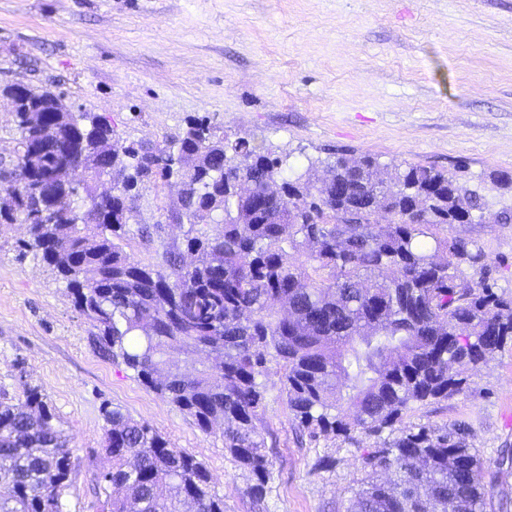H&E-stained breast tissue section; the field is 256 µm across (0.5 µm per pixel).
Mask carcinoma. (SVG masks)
I'll return each instance as SVG.
<instances>
[{
  "instance_id": "1",
  "label": "carcinoma",
  "mask_w": 512,
  "mask_h": 512,
  "mask_svg": "<svg viewBox=\"0 0 512 512\" xmlns=\"http://www.w3.org/2000/svg\"><path fill=\"white\" fill-rule=\"evenodd\" d=\"M30 92L42 111L17 113L13 158L0 159V180L17 194L4 218L31 225L24 248L63 280L103 350L201 429L224 422V448L256 477L253 494L268 476L257 421L259 377L270 368L297 428L356 444L394 430L413 404L463 392L457 368L512 346V295L494 291L474 242L448 237L483 209L458 178L342 155L311 186L285 174L288 157L231 141L203 119L159 163L119 143L107 117L55 112L59 95ZM62 164L84 167L87 178L56 200L35 193ZM104 175L114 182L108 198L97 195ZM173 178L182 179L186 218L208 217L212 230L187 240L190 264L168 250L155 269L115 240L128 234L121 217L132 191ZM199 354L211 363L192 376L171 362ZM102 416L110 466L96 474L100 512H224L202 462L145 421L107 407ZM71 454L39 388L24 384L12 398L0 389V512H68ZM362 460L369 475L393 479L368 481L348 512L492 508L485 463L460 428L401 429Z\"/></svg>"
}]
</instances>
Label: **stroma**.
<instances>
[{
  "label": "stroma",
  "instance_id": "1",
  "mask_svg": "<svg viewBox=\"0 0 512 512\" xmlns=\"http://www.w3.org/2000/svg\"><path fill=\"white\" fill-rule=\"evenodd\" d=\"M60 93L76 112L110 116L120 139L169 149L190 120L286 153L311 182L340 153L418 165L476 188L484 208L449 228L488 257L512 294V0H0V85ZM179 182L146 184L127 214L126 250L153 265L184 247L191 225L168 217ZM150 225L151 239L138 228ZM21 222L0 219V387H39L70 436V512H98L107 467L102 406L148 422L208 469L224 512H345L364 450L293 425L279 373L262 377L258 427L269 479L224 448L223 424L201 430L92 342L65 283L34 253ZM465 392L413 406L407 426L467 428L494 464L512 449V349L463 372Z\"/></svg>",
  "mask_w": 512,
  "mask_h": 512
}]
</instances>
